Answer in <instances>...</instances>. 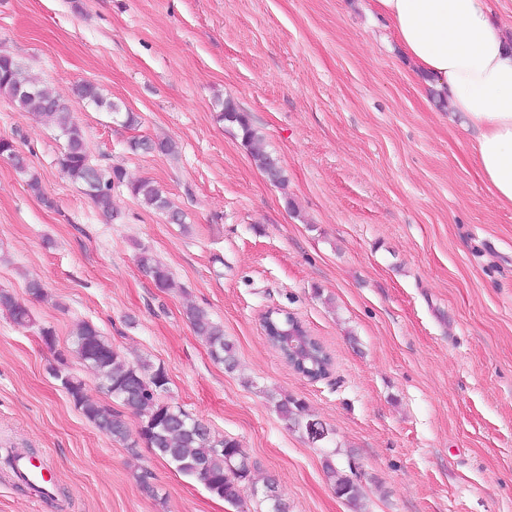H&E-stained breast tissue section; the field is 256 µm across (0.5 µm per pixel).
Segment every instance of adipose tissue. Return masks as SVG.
I'll return each instance as SVG.
<instances>
[{"instance_id":"ef3b65f1","label":"adipose tissue","mask_w":512,"mask_h":512,"mask_svg":"<svg viewBox=\"0 0 512 512\" xmlns=\"http://www.w3.org/2000/svg\"><path fill=\"white\" fill-rule=\"evenodd\" d=\"M368 7L389 19L414 75L475 130L479 172L512 207V36L488 0H368Z\"/></svg>"}]
</instances>
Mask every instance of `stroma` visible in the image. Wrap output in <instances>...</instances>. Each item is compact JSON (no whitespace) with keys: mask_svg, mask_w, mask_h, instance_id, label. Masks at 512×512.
I'll use <instances>...</instances> for the list:
<instances>
[{"mask_svg":"<svg viewBox=\"0 0 512 512\" xmlns=\"http://www.w3.org/2000/svg\"><path fill=\"white\" fill-rule=\"evenodd\" d=\"M0 51L68 104L95 163L155 181L186 215L168 223L123 187L104 215L60 171L57 129L0 95V138L43 189L0 161V288L33 320L0 310V460L23 448L59 475L37 509L0 463V512H234L153 449L103 435L52 377L83 321L128 359L163 367V401L237 440L290 512H512V207L386 18L360 0H0ZM80 82L139 125L79 100ZM226 99L285 186L219 120ZM137 136L172 139L178 153L131 152ZM144 249L175 288L140 268ZM32 279L45 300L29 297ZM191 304L223 324L235 371L194 333ZM270 308L325 346L327 378L298 375L267 341ZM286 395L328 442L286 425L274 406ZM330 450L354 470L359 502L328 481ZM1 155L11 156L13 158L12 166L14 169L20 174L26 175L28 177L27 185L30 190L35 195H42L43 192L39 178L30 172L29 163L26 156L17 149L13 141L0 138V156ZM0 159L1 161L6 162L4 157L1 156ZM0 309L6 310L18 326H29L32 322L28 306L8 290L0 289Z\"/></svg>","mask_w":512,"mask_h":512,"instance_id":"1","label":"stroma"}]
</instances>
